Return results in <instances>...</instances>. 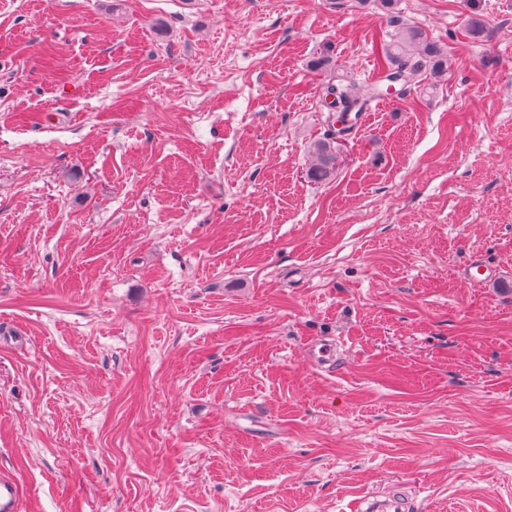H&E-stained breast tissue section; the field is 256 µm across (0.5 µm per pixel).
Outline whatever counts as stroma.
Returning a JSON list of instances; mask_svg holds the SVG:
<instances>
[{
    "instance_id": "35a3bbf8",
    "label": "stroma",
    "mask_w": 512,
    "mask_h": 512,
    "mask_svg": "<svg viewBox=\"0 0 512 512\" xmlns=\"http://www.w3.org/2000/svg\"><path fill=\"white\" fill-rule=\"evenodd\" d=\"M396 8L448 72L374 99L316 182L324 88L375 82L382 0H0L21 512H345L396 484L512 512V0ZM312 152L315 163L308 172L314 181H323L331 177L336 169V145L333 138L318 141L313 144Z\"/></svg>"
}]
</instances>
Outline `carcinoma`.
Returning a JSON list of instances; mask_svg holds the SVG:
<instances>
[{"mask_svg": "<svg viewBox=\"0 0 512 512\" xmlns=\"http://www.w3.org/2000/svg\"><path fill=\"white\" fill-rule=\"evenodd\" d=\"M393 31L388 33V39L380 41L381 55L378 56V71L380 81L388 85L398 81L402 95L406 96L414 89L428 91L435 87L433 83H424L427 76L434 78L446 73L448 55L435 41L428 38L423 29L390 17ZM384 94L380 85L373 87V92L367 97H356L342 85L331 84L326 89V95L333 96L331 107L339 113L341 127L337 134L342 137L353 130L347 121L348 113L364 112L372 99ZM312 152L315 163L308 176L315 181H323L331 177L336 169V145L332 139L318 141L313 144Z\"/></svg>", "mask_w": 512, "mask_h": 512, "instance_id": "obj_1", "label": "carcinoma"}]
</instances>
